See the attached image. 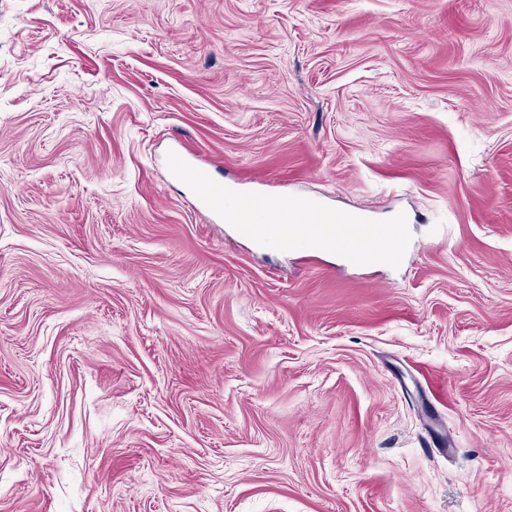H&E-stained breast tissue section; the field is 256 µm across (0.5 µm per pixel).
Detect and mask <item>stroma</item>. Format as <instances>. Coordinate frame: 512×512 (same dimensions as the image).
Returning <instances> with one entry per match:
<instances>
[{"instance_id":"obj_1","label":"stroma","mask_w":512,"mask_h":512,"mask_svg":"<svg viewBox=\"0 0 512 512\" xmlns=\"http://www.w3.org/2000/svg\"><path fill=\"white\" fill-rule=\"evenodd\" d=\"M0 512H512V0H0Z\"/></svg>"}]
</instances>
